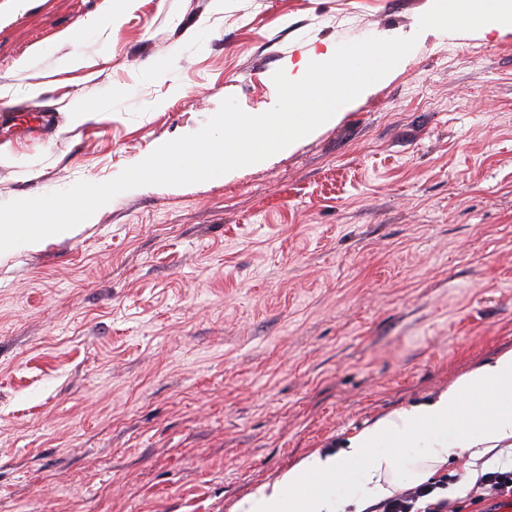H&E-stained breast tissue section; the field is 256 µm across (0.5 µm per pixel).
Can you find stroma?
<instances>
[{"mask_svg":"<svg viewBox=\"0 0 512 512\" xmlns=\"http://www.w3.org/2000/svg\"><path fill=\"white\" fill-rule=\"evenodd\" d=\"M11 2L0 204L109 181L225 98L267 110L286 60L411 32L431 0ZM505 350L512 33L432 32L270 164L0 253V512H231Z\"/></svg>","mask_w":512,"mask_h":512,"instance_id":"obj_1","label":"stroma"}]
</instances>
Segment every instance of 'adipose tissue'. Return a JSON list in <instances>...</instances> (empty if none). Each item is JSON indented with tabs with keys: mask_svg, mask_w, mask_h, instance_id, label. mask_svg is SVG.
Masks as SVG:
<instances>
[{
	"mask_svg": "<svg viewBox=\"0 0 512 512\" xmlns=\"http://www.w3.org/2000/svg\"><path fill=\"white\" fill-rule=\"evenodd\" d=\"M512 446V350L462 375L436 399L364 422L338 451L313 452L231 512H354L420 484L462 454L481 460Z\"/></svg>",
	"mask_w": 512,
	"mask_h": 512,
	"instance_id": "obj_1",
	"label": "adipose tissue"
}]
</instances>
